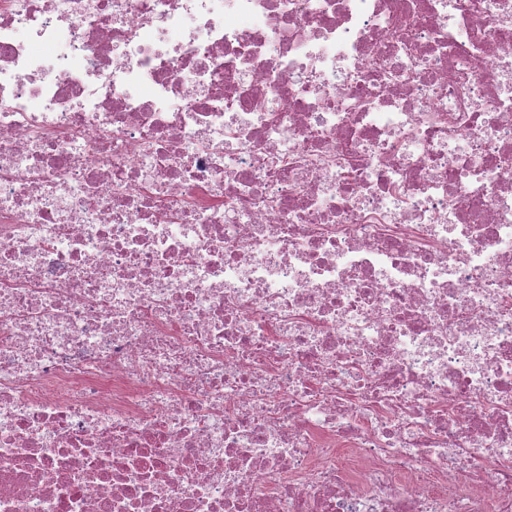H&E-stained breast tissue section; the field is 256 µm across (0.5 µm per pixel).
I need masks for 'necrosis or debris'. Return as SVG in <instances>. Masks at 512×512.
<instances>
[{"instance_id": "necrosis-or-debris-1", "label": "necrosis or debris", "mask_w": 512, "mask_h": 512, "mask_svg": "<svg viewBox=\"0 0 512 512\" xmlns=\"http://www.w3.org/2000/svg\"><path fill=\"white\" fill-rule=\"evenodd\" d=\"M0 512H512V0H0Z\"/></svg>"}]
</instances>
